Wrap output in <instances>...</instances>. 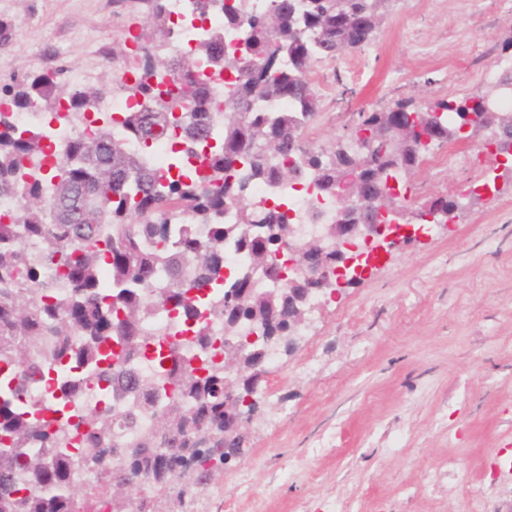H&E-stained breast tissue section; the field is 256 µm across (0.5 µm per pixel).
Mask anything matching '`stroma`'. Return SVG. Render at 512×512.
Masks as SVG:
<instances>
[{
	"label": "stroma",
	"instance_id": "obj_1",
	"mask_svg": "<svg viewBox=\"0 0 512 512\" xmlns=\"http://www.w3.org/2000/svg\"><path fill=\"white\" fill-rule=\"evenodd\" d=\"M0 83L43 71L56 36L72 71L111 89L91 38L121 51L145 13L109 0H0ZM512 54V0H391L371 40L313 62V146L348 138L362 112L433 104L482 85ZM470 140L433 146L406 176V205L498 189L393 250L307 313L305 333L259 382L245 452L190 512H512V183Z\"/></svg>",
	"mask_w": 512,
	"mask_h": 512
}]
</instances>
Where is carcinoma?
I'll return each mask as SVG.
<instances>
[{
	"label": "carcinoma",
	"instance_id": "cac0c4a2",
	"mask_svg": "<svg viewBox=\"0 0 512 512\" xmlns=\"http://www.w3.org/2000/svg\"><path fill=\"white\" fill-rule=\"evenodd\" d=\"M135 2L148 7L144 34L150 41L158 34L174 38L163 0ZM382 2L346 0L338 16L336 0H272L260 13L249 0L229 7L224 0H195L199 17L218 12L224 28L199 40L190 54L145 50L147 72L160 80L176 73L179 80L165 91L142 81L124 85L139 103L119 124L100 110L102 89L63 91L65 66L0 87L15 110L38 107L53 117L57 102L66 99L95 124L72 141L64 160L29 179L26 164L46 152L43 134L17 129L0 112V201L12 203L0 219V361L14 383L0 401V442L13 448L0 455V512H78L85 501H112L113 485L128 475L148 479L149 493L180 505L241 454L246 428L224 429V362L204 359L195 367L182 353V340L146 338L141 326L160 310L176 311L180 330L193 331L192 343L202 351L214 341L209 320L252 321L259 336L288 335V285L256 293L250 276L234 269L224 274L226 236L247 250L253 267L275 272L288 263V252L278 256L291 223L288 187L311 180L334 203L338 182L361 179L370 194L401 204L404 176L422 157L418 135L456 138L461 114L478 111L468 103L485 93L481 88L440 102L439 120L426 108L399 102L407 109L405 123L419 134L404 139L397 167L390 148L362 166L340 145L324 153L302 148L319 102L308 77L312 60L345 53L355 23L373 34ZM241 15L248 18L253 50L266 55L255 72H244L224 41L238 33ZM272 42L281 53H268ZM201 62L234 76L217 119ZM274 98L295 110L260 108ZM176 101L179 112L172 111ZM383 120L381 112L358 113L354 138L369 141ZM160 139L172 143L161 170L128 148L132 140L145 151ZM250 181L271 188L267 205L248 197ZM228 209L233 225L224 223ZM32 243L38 251L29 249ZM160 273L167 278L163 287L157 286ZM60 282L69 288L62 301L55 291ZM146 352L155 374L135 379L124 362ZM34 380L53 398L51 406L19 404ZM129 383L142 398L136 408L117 414L106 404L77 416L68 410L70 399L83 392L91 389L106 402ZM167 390L173 400L153 412L154 430L119 448L120 432L135 427L141 411ZM77 461L98 472L96 483H73Z\"/></svg>",
	"mask_w": 512,
	"mask_h": 512
}]
</instances>
